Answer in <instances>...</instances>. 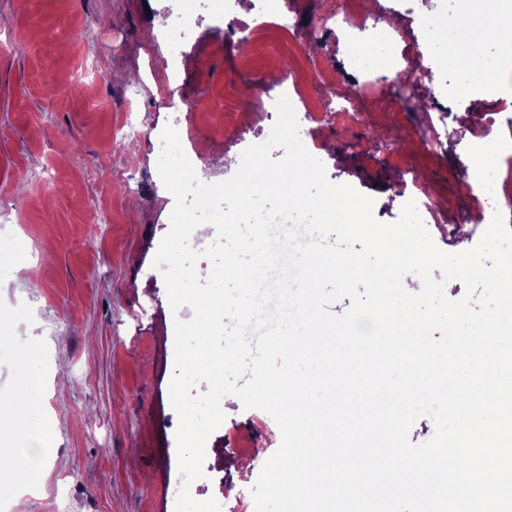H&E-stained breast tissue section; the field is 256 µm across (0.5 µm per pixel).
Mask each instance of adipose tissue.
I'll list each match as a JSON object with an SVG mask.
<instances>
[{
  "instance_id": "ef3b65f1",
  "label": "adipose tissue",
  "mask_w": 512,
  "mask_h": 512,
  "mask_svg": "<svg viewBox=\"0 0 512 512\" xmlns=\"http://www.w3.org/2000/svg\"><path fill=\"white\" fill-rule=\"evenodd\" d=\"M38 349L37 338L18 347L16 361L20 373L15 383L13 401L39 403L41 381L31 370ZM10 433V441H0V470L6 471L17 494L34 492L44 479L53 460V434L48 423L33 424L25 421L4 423L0 433Z\"/></svg>"
}]
</instances>
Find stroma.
Wrapping results in <instances>:
<instances>
[{
    "mask_svg": "<svg viewBox=\"0 0 512 512\" xmlns=\"http://www.w3.org/2000/svg\"><path fill=\"white\" fill-rule=\"evenodd\" d=\"M325 0H294L299 27L291 49L279 61H247L242 28L250 23L254 0L227 9L225 0H0V393L11 394L18 369L16 345L39 339L32 370L42 382V401L0 410L16 419H49L54 462L34 494L17 497L0 474V512H174L180 473L176 433L179 420L169 386L174 367V321L190 319L183 307L172 314L162 274L153 266L170 228L174 199L157 171L160 135L166 125L186 121L160 92L174 77L179 95L216 106L232 83L243 92L272 85L281 70L299 69L321 56L344 81L384 65L391 48L374 40L348 56L336 39L307 38ZM191 10L192 21L178 47L161 36L164 24ZM462 28L451 39L431 34L425 52L436 80L470 88L455 111L482 113L480 91L487 76L511 54L491 43L478 63L456 49ZM79 82L83 93H65ZM136 135L124 139L127 124ZM264 120L216 135L206 120L185 153L208 149L221 164L199 168V179L215 183L235 169L242 142L267 140ZM332 146L322 154L328 179L352 185L374 201L377 220L399 219L408 197L396 173L368 162L365 149H383L385 135L368 126H328ZM427 184L466 205L455 176L456 151L434 158L408 156ZM137 183L138 194L126 191ZM25 323L14 324L17 313ZM225 418L208 447L223 446L220 476L192 487L195 499L222 497L223 512H236L245 483H256L263 464L277 450L281 433L258 409L236 397L222 403ZM252 449L250 459L237 456Z\"/></svg>",
    "mask_w": 512,
    "mask_h": 512,
    "instance_id": "obj_1",
    "label": "stroma"
}]
</instances>
